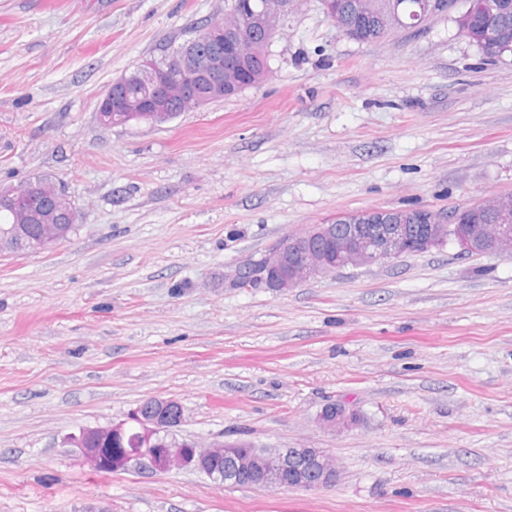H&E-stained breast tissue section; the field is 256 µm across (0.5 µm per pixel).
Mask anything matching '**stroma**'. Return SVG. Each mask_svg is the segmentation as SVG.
<instances>
[{
    "instance_id": "obj_1",
    "label": "stroma",
    "mask_w": 512,
    "mask_h": 512,
    "mask_svg": "<svg viewBox=\"0 0 512 512\" xmlns=\"http://www.w3.org/2000/svg\"><path fill=\"white\" fill-rule=\"evenodd\" d=\"M224 0H0V188L43 178L70 238L0 255V512H512V257L455 243L286 289L236 269L364 209L512 193V55L438 16L371 43L298 0L271 77L150 124L109 85ZM149 398L178 438L328 450L333 486L90 470L64 442ZM347 419L321 425L331 405Z\"/></svg>"
}]
</instances>
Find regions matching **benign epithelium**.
Here are the masks:
<instances>
[{
	"instance_id": "obj_1",
	"label": "benign epithelium",
	"mask_w": 512,
	"mask_h": 512,
	"mask_svg": "<svg viewBox=\"0 0 512 512\" xmlns=\"http://www.w3.org/2000/svg\"><path fill=\"white\" fill-rule=\"evenodd\" d=\"M298 0H237L234 10L224 15V24L208 26L191 40L168 64L138 68L137 79L148 88L145 97L131 99L121 81L112 82L98 104L100 120L110 123L119 112L126 120L141 112L154 118L170 109L174 91L172 73L181 74L182 94L198 101L201 93L212 95L238 91L252 85L249 63L254 35L263 31L275 35L282 19ZM418 14L435 16L456 9L481 19V41L512 44V30L485 20L487 11L505 8L508 3L478 0H418ZM358 12L374 20L382 30L403 24L399 0L378 11L373 0H359ZM481 210L496 218L493 224L457 223L451 212L435 216L428 209H372L342 214L325 224H315L302 233L288 234L261 260L240 270L236 286L264 284L272 288H291L319 274L349 266L369 265L425 251L448 238V227L456 225L455 242L468 254L489 252L512 257V193L477 201ZM0 205L21 214L22 222L0 230V251L19 249L37 253L57 244L64 236V225L54 218L73 205L64 194L49 196L34 183L0 189ZM345 230L336 232V225ZM183 420V409L171 399L151 398L137 407L130 417L140 448H127L126 424L86 427L68 437L82 461L95 471L112 473L132 461L151 471L164 473L174 468H192L225 485L246 481L270 490H312L329 487L338 481L335 460L323 448L299 447L260 450L253 446L215 438L206 445L178 442L174 429ZM122 446L112 457V443ZM232 467L219 469L224 459Z\"/></svg>"
}]
</instances>
